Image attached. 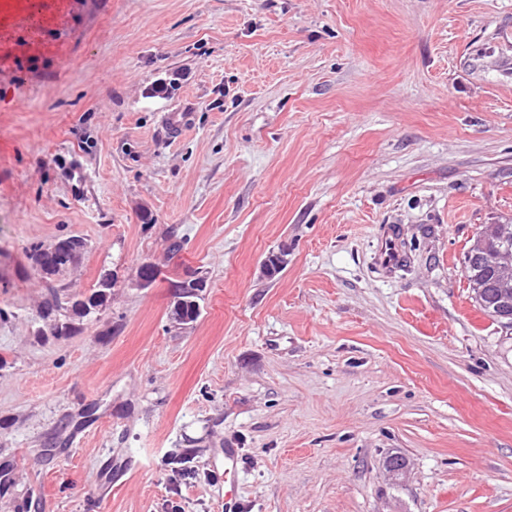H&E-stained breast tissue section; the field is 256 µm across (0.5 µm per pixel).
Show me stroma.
I'll use <instances>...</instances> for the list:
<instances>
[{
	"label": "stroma",
	"mask_w": 512,
	"mask_h": 512,
	"mask_svg": "<svg viewBox=\"0 0 512 512\" xmlns=\"http://www.w3.org/2000/svg\"><path fill=\"white\" fill-rule=\"evenodd\" d=\"M494 222L512 0H56L0 60V512H512V331L464 273ZM85 249V243L80 239L74 237L66 238L52 247L47 248L45 253L39 258V264L45 267H51L56 264L62 254L68 255L73 261ZM112 281H113V275H112ZM112 281L110 284V288H103L102 285H99L100 280H97V282L95 283L93 288L90 290V293L88 295L82 294V295H86V296L83 298H80V299L79 298L75 299L72 302V304L70 305V309L68 306H63V304L61 302H59L57 296H54L52 301H49L46 303V305L41 310V312H43V311L52 312L54 315L58 316L59 320L62 323H65L68 321L66 319L67 315L63 314V312L67 313L69 310H71L74 314H77L83 318L98 314L101 311L100 309H96V307H95V306L101 305L100 302H98V296L100 295V293L102 291H106L108 293L110 292V290L112 289ZM82 306H87L89 309H91V311L87 312V313H83L81 311ZM62 317H64V318H62ZM207 285L206 277L199 274L188 276L170 285L169 288H172L170 295L172 327L182 329L196 320L194 316L186 314L185 307L191 305L200 308L199 300L202 299Z\"/></svg>",
	"instance_id": "stroma-1"
}]
</instances>
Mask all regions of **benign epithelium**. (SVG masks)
I'll return each instance as SVG.
<instances>
[{"mask_svg": "<svg viewBox=\"0 0 512 512\" xmlns=\"http://www.w3.org/2000/svg\"><path fill=\"white\" fill-rule=\"evenodd\" d=\"M86 249L85 243L78 238L70 237L47 248L39 258V264L51 267L66 254L75 259ZM288 263V249L283 247L277 252L269 253L261 264L262 273L272 276L283 269ZM483 268L492 274L491 284L475 275L469 278L471 292L475 300H481L486 288L493 286L498 293L499 301L495 305L493 316L501 321L504 327L512 330V226L509 224H484L477 232L470 245L466 257L464 271L472 267ZM159 277L155 264L148 262L136 273L135 286L141 289L154 287ZM170 322L173 327L182 329L195 321L194 316L186 314L185 307L199 306V300L207 288V279L203 275L188 276L170 285Z\"/></svg>", "mask_w": 512, "mask_h": 512, "instance_id": "1", "label": "benign epithelium"}]
</instances>
